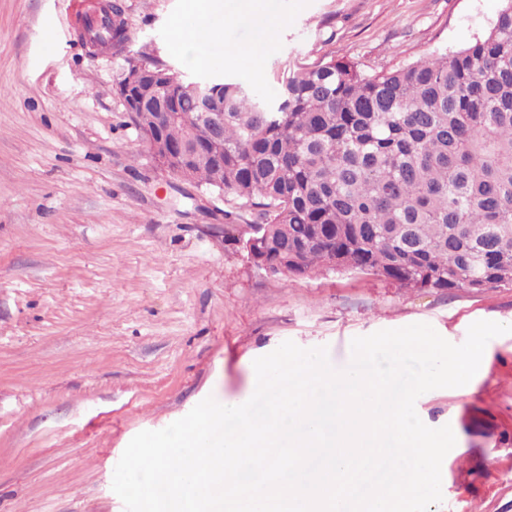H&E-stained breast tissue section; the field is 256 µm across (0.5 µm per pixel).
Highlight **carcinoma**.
Wrapping results in <instances>:
<instances>
[{
    "mask_svg": "<svg viewBox=\"0 0 512 512\" xmlns=\"http://www.w3.org/2000/svg\"><path fill=\"white\" fill-rule=\"evenodd\" d=\"M112 3L90 39L124 55L115 86L141 140L143 112H177L167 138L216 147L180 179L224 192V239L263 224L273 276L368 274L427 291L512 287V0L470 45L367 73L329 52L284 70L275 94L191 83L157 60L125 55L134 39ZM224 113L220 131L198 117Z\"/></svg>",
    "mask_w": 512,
    "mask_h": 512,
    "instance_id": "cac0c4a2",
    "label": "carcinoma"
}]
</instances>
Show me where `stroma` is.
<instances>
[{"mask_svg": "<svg viewBox=\"0 0 512 512\" xmlns=\"http://www.w3.org/2000/svg\"><path fill=\"white\" fill-rule=\"evenodd\" d=\"M129 50L189 77L262 94L325 53L368 71L464 48L502 0H267L281 25L259 63L241 0H222L192 64L174 36L188 0H122ZM79 0H0V512H124L114 463L206 397L241 400L253 361L290 340L327 347L415 323L459 345L479 320L512 325V288L444 293L362 274L283 278L224 240V202L163 171L114 85L117 58L78 38ZM451 426L443 501L429 512H512V334L491 339L464 390L422 394Z\"/></svg>", "mask_w": 512, "mask_h": 512, "instance_id": "35a3bbf8", "label": "stroma"}]
</instances>
